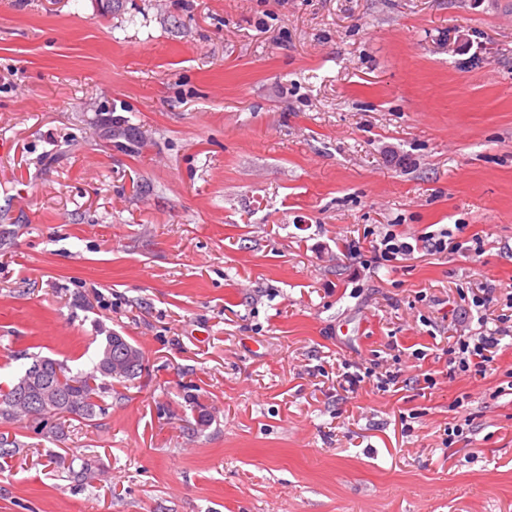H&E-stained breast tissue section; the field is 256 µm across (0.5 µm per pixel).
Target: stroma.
<instances>
[{
    "label": "stroma",
    "mask_w": 512,
    "mask_h": 512,
    "mask_svg": "<svg viewBox=\"0 0 512 512\" xmlns=\"http://www.w3.org/2000/svg\"><path fill=\"white\" fill-rule=\"evenodd\" d=\"M511 286L512 0H0V380L144 353L0 512H512V341L442 357ZM378 251L384 255L387 261L397 260V256H407L414 252L415 248L408 242L400 241L398 235L392 230L386 232L380 239V245L376 244ZM483 317L479 318L482 319ZM496 327L487 331L488 320H481V329L473 336H459L448 348H443V353L450 355L449 365H453V372L459 371L476 378L485 377L488 367L495 360L501 341L505 337L512 338V314H500L496 316ZM510 322V326L506 325ZM480 329V330H481ZM364 374L365 376H361V374L357 373L344 372L339 377L342 378L343 382L348 383V387L353 388L357 383H360L362 380H364L366 375L367 377L376 375V378L378 379L376 388L383 392L387 391L390 388V385L396 386L399 382L397 373H391L390 371H385V375H383L382 373H377L376 370L372 367H367L365 368Z\"/></svg>",
    "instance_id": "obj_1"
}]
</instances>
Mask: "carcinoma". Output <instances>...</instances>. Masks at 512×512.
Listing matches in <instances>:
<instances>
[{
  "label": "carcinoma",
  "instance_id": "1",
  "mask_svg": "<svg viewBox=\"0 0 512 512\" xmlns=\"http://www.w3.org/2000/svg\"><path fill=\"white\" fill-rule=\"evenodd\" d=\"M125 356L134 364L122 376L114 380L122 383L138 378L144 369L142 351L124 336H107L98 352L97 361L89 372H70L64 365L50 357H35L33 362L43 364L40 383L47 385L44 402L40 403L39 422L47 426L48 420L73 417L91 420L105 411V397L112 394V382L103 373L112 368V361ZM26 375H21L10 385L0 388V419L9 422L27 416L24 399L30 396L25 386Z\"/></svg>",
  "mask_w": 512,
  "mask_h": 512
}]
</instances>
